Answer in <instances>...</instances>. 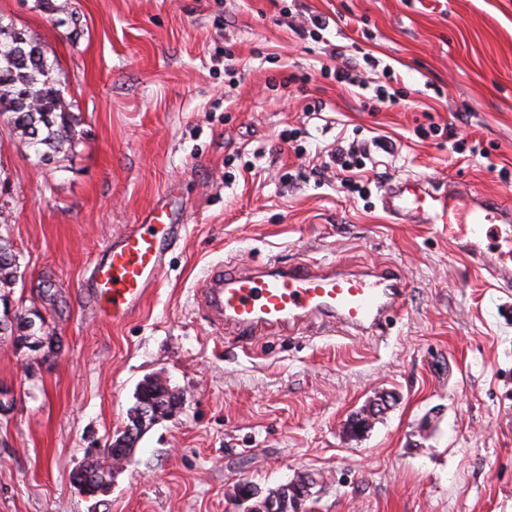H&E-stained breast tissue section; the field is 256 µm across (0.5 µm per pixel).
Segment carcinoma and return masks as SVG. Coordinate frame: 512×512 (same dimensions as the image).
<instances>
[{
  "label": "carcinoma",
  "instance_id": "1",
  "mask_svg": "<svg viewBox=\"0 0 512 512\" xmlns=\"http://www.w3.org/2000/svg\"><path fill=\"white\" fill-rule=\"evenodd\" d=\"M0 121L45 161L66 153L76 136L74 104L57 76V64L46 56L40 38L0 15ZM19 258L7 237L0 236V301L9 298L22 278ZM144 396L161 409L159 418L172 416L181 398L163 378L140 383Z\"/></svg>",
  "mask_w": 512,
  "mask_h": 512
}]
</instances>
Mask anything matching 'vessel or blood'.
Wrapping results in <instances>:
<instances>
[{
    "label": "vessel or blood",
    "instance_id": "b4317fda",
    "mask_svg": "<svg viewBox=\"0 0 512 512\" xmlns=\"http://www.w3.org/2000/svg\"><path fill=\"white\" fill-rule=\"evenodd\" d=\"M380 202L395 221L416 218L447 225L470 266L493 287L512 290V204L496 195L470 199L455 185L419 176L391 183ZM181 230L175 212L159 201L139 224L108 241L87 288L102 317L120 323L140 308ZM484 236L497 240L494 253L482 247ZM406 299L407 285L394 268L349 271L336 261L311 259H271L247 270L224 264L208 273L198 289L199 308L216 333L230 330L250 340L298 335L315 320L354 336H380Z\"/></svg>",
    "mask_w": 512,
    "mask_h": 512
}]
</instances>
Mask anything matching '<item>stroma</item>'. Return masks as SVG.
I'll return each mask as SVG.
<instances>
[{"label": "stroma", "mask_w": 512, "mask_h": 512, "mask_svg": "<svg viewBox=\"0 0 512 512\" xmlns=\"http://www.w3.org/2000/svg\"><path fill=\"white\" fill-rule=\"evenodd\" d=\"M77 28L41 0H0L37 35L72 99L78 140L45 162L0 122V223L24 272L11 298L45 315L52 343L0 338V512H238L241 484L317 483L309 512H512V294L471 270L438 224H396L385 183L465 181L512 201V0H71ZM330 19L302 35L308 14ZM378 67L359 79L409 87L407 104L365 109L330 76L333 46ZM484 156L460 154L429 123ZM324 157L342 136L385 135L382 181L365 197L314 177L280 134ZM256 163L257 175L245 166ZM183 236L141 308L115 324L80 290L103 244L157 199ZM391 266L404 310L386 333L265 336L248 350L198 313L223 262L268 258ZM57 293L55 304L43 289ZM167 378L184 403L151 427L108 493L83 495L87 450L124 429L138 384ZM388 408L352 438L349 419Z\"/></svg>", "instance_id": "obj_1"}]
</instances>
